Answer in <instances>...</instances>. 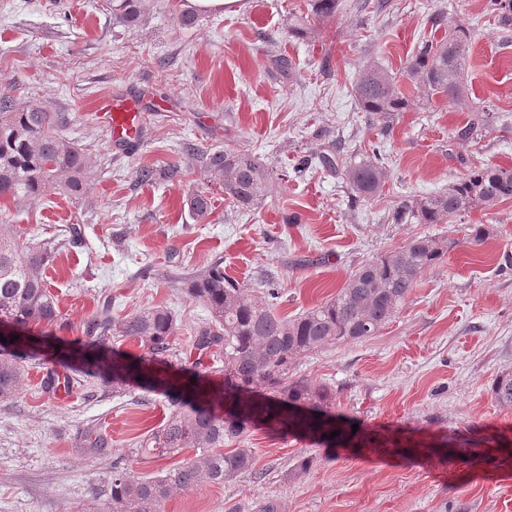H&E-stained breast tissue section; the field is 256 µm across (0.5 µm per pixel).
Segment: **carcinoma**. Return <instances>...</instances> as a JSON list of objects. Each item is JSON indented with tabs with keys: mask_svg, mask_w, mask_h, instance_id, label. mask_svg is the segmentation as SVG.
Instances as JSON below:
<instances>
[{
	"mask_svg": "<svg viewBox=\"0 0 512 512\" xmlns=\"http://www.w3.org/2000/svg\"><path fill=\"white\" fill-rule=\"evenodd\" d=\"M112 15L127 28L143 20L144 0H106ZM342 0H314V13L321 18L341 10ZM500 27L512 30V0H487ZM471 30L463 25L448 29L440 41L423 43L407 65V76L415 83L417 97L430 101L444 96L461 101L467 96ZM353 93L361 109L385 121L405 112L410 98L397 85L396 77L382 67L360 71ZM469 122L456 130V137L469 140L485 125L487 106L472 104ZM62 117L40 101L18 102L0 96V197L15 200L38 198L58 190L70 198L86 196L92 178L90 158L74 142L59 132ZM190 161L204 168L209 182L224 189V196L238 207L250 208L265 196L271 173L242 150L202 151L191 143L181 148ZM321 163L345 176L353 200L376 195L388 177L382 156L344 160L332 149L321 152ZM180 168L143 167L138 178L145 184L172 181ZM512 199V170L489 166L471 171L431 196L403 206L397 221L443 224L477 207L488 208ZM189 214L197 221L208 219L211 201L202 191L185 199ZM449 245L432 237L412 239L404 246L381 254L353 271L336 296L288 319L278 314L277 294L248 297L224 268L214 265L205 272L182 281L185 292L201 302L210 318L199 327L193 341L198 352L196 366L208 358L224 368V385L204 383V374L168 376L138 362L112 359L115 377H141L166 390L173 411L148 437L140 442L146 453L174 456L187 449L195 454L156 475L135 477L112 472L106 498L88 512H162L163 503L178 490L206 484L222 485L248 471L253 465L249 448L224 450L241 442L247 423L261 418L282 428L330 435L336 422L330 417L336 392L291 373L302 354L329 344L357 342L369 338L395 318L399 308L415 288L420 276L445 259ZM58 247L53 242L32 244L11 224L0 225V320L13 331L0 341V400L12 399L24 380L21 356L33 350L44 353L55 347L48 336L31 335V326L63 325L57 299L45 276ZM90 340L79 343L70 356L90 369L105 363L99 346L109 337L137 340L151 361L165 363L172 351L175 321L170 311L158 306L140 310L119 322L106 313L87 322ZM493 400L502 408H512V371L495 377L490 386ZM226 403L238 417L221 416L215 407Z\"/></svg>",
	"mask_w": 512,
	"mask_h": 512,
	"instance_id": "cac0c4a2",
	"label": "carcinoma"
}]
</instances>
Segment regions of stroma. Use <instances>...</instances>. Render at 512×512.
<instances>
[{
    "label": "stroma",
    "mask_w": 512,
    "mask_h": 512,
    "mask_svg": "<svg viewBox=\"0 0 512 512\" xmlns=\"http://www.w3.org/2000/svg\"><path fill=\"white\" fill-rule=\"evenodd\" d=\"M158 2L129 29L105 0H0V94L65 113L62 135L93 164L85 198L50 194L0 210V224L29 241L61 243L45 271L66 322L52 332L61 346L84 340L101 308L120 319L162 306L176 322L178 359L167 370L183 373L195 366L189 345L208 312L173 278L218 261L249 295L278 289V311L291 317L413 238L451 244L375 336L293 365L296 376L335 389L336 423L356 429L355 441L254 422L242 441L253 452L250 471L175 492L163 512H260L268 500L279 512H512V454L500 446L512 440V409L489 390L512 369V200L446 224L393 219L472 169H512V42L486 0H388L382 11L376 0H343L302 38L288 26L311 17L313 0H241L232 11L200 13L191 27L180 22L184 0ZM457 23L473 32L467 100L417 102L386 126L361 110L352 92L359 71L383 67L414 93L411 57ZM280 57L288 72L276 66ZM123 93L143 100L134 152L114 147L95 112L100 98ZM475 102L489 105L490 120L475 139L458 140ZM186 142L254 155L272 175L264 198L240 209L197 165L173 182L138 183L141 167L180 164ZM328 142L356 160L381 150L388 177L374 198L352 201L341 175L319 164L296 172ZM194 190L211 200L208 220L188 214ZM470 224L488 228L483 243L466 242ZM21 364V390L0 401V512H82L92 493L108 491L113 469L145 476L173 465L137 453L171 411L165 395L58 355L29 354ZM99 435L105 453L84 451L85 437ZM469 447L486 459L466 455ZM304 457L311 464L302 472Z\"/></svg>",
    "instance_id": "1"
}]
</instances>
